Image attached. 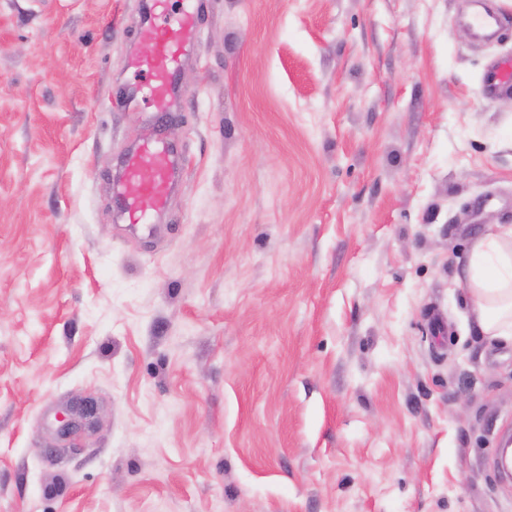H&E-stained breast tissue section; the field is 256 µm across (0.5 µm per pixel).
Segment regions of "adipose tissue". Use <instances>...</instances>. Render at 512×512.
I'll use <instances>...</instances> for the list:
<instances>
[{
  "mask_svg": "<svg viewBox=\"0 0 512 512\" xmlns=\"http://www.w3.org/2000/svg\"><path fill=\"white\" fill-rule=\"evenodd\" d=\"M465 283L479 334L512 345V225H501L474 243Z\"/></svg>",
  "mask_w": 512,
  "mask_h": 512,
  "instance_id": "adipose-tissue-1",
  "label": "adipose tissue"
}]
</instances>
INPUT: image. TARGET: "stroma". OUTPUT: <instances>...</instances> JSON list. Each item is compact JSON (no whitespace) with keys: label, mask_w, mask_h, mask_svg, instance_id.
Returning a JSON list of instances; mask_svg holds the SVG:
<instances>
[{"label":"stroma","mask_w":512,"mask_h":512,"mask_svg":"<svg viewBox=\"0 0 512 512\" xmlns=\"http://www.w3.org/2000/svg\"><path fill=\"white\" fill-rule=\"evenodd\" d=\"M145 3L0 0V512H512L464 291L512 225V0H206L142 226ZM483 86L487 97L512 91V56L495 59L483 75ZM100 408L91 396L74 398L60 418L58 432L62 438H70L85 429L93 428L99 421Z\"/></svg>","instance_id":"stroma-1"}]
</instances>
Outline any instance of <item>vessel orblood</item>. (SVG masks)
<instances>
[{"label":"vessel or blood","mask_w":512,"mask_h":512,"mask_svg":"<svg viewBox=\"0 0 512 512\" xmlns=\"http://www.w3.org/2000/svg\"><path fill=\"white\" fill-rule=\"evenodd\" d=\"M187 7L177 17L167 11L150 12L142 20L140 35L150 48L138 58V65L148 69L158 123L150 127L141 147L125 159V173L132 182V196L125 200L123 213L130 223L145 224L151 212L166 208L179 168L169 146L162 143L163 125L177 94V66L187 45L197 42L199 20L204 0H187ZM487 97L512 91V56L495 59L483 75Z\"/></svg>","instance_id":"obj_1"}]
</instances>
